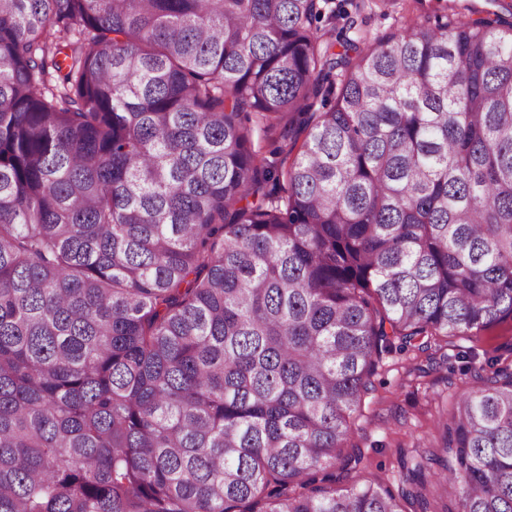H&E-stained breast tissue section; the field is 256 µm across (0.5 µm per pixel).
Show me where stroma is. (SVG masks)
Segmentation results:
<instances>
[{
  "instance_id": "1",
  "label": "stroma",
  "mask_w": 512,
  "mask_h": 512,
  "mask_svg": "<svg viewBox=\"0 0 512 512\" xmlns=\"http://www.w3.org/2000/svg\"><path fill=\"white\" fill-rule=\"evenodd\" d=\"M336 17L320 22L333 36L370 38L397 32L419 17L444 20L452 14L475 20L497 11L496 0H332ZM512 363V319L474 336H454L431 349L382 353L352 439L363 459L361 475L397 485L419 451L437 446L438 423L460 394L474 386L466 361L489 357Z\"/></svg>"
}]
</instances>
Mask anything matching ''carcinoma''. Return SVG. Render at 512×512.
Instances as JSON below:
<instances>
[{"label": "carcinoma", "instance_id": "cac0c4a2", "mask_svg": "<svg viewBox=\"0 0 512 512\" xmlns=\"http://www.w3.org/2000/svg\"><path fill=\"white\" fill-rule=\"evenodd\" d=\"M327 12L0 0V512H512L507 366L397 490L349 447L393 341L512 317V22ZM280 132L279 128L267 137L262 133L255 136V149L259 151L260 157L264 156L271 160L273 151L280 152V155H277L279 158L286 154L290 147V141L288 138L281 137ZM424 480L426 482L428 497L436 511L441 512L447 507L451 509L454 508V494L451 488L448 487L447 492L445 487L437 484L435 478L428 472L425 473Z\"/></svg>", "mask_w": 512, "mask_h": 512}]
</instances>
